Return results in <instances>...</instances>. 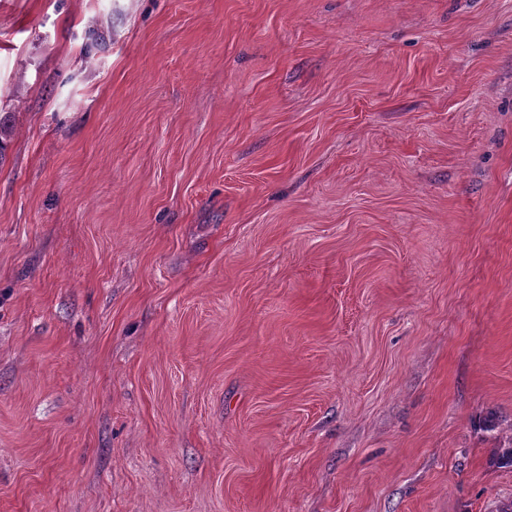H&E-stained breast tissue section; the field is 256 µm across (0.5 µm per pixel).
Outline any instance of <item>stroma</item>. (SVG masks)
<instances>
[{
	"mask_svg": "<svg viewBox=\"0 0 512 512\" xmlns=\"http://www.w3.org/2000/svg\"><path fill=\"white\" fill-rule=\"evenodd\" d=\"M0 512L512 504V0H0Z\"/></svg>",
	"mask_w": 512,
	"mask_h": 512,
	"instance_id": "stroma-1",
	"label": "stroma"
}]
</instances>
